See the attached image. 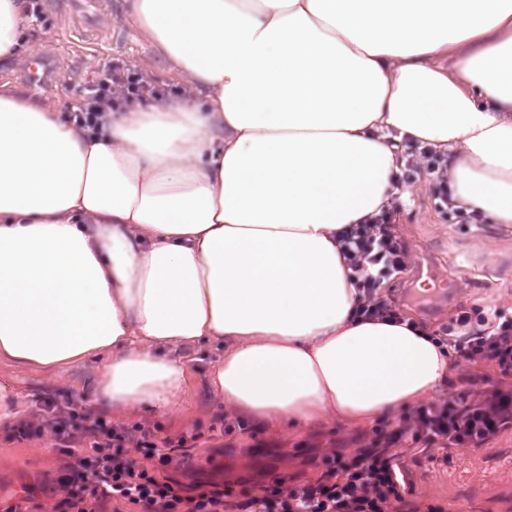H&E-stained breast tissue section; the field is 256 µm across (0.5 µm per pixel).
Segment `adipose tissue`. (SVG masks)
Masks as SVG:
<instances>
[{"label": "adipose tissue", "mask_w": 512, "mask_h": 512, "mask_svg": "<svg viewBox=\"0 0 512 512\" xmlns=\"http://www.w3.org/2000/svg\"><path fill=\"white\" fill-rule=\"evenodd\" d=\"M184 78L98 129L0 87V361H96V398L165 413L171 348L220 341L210 388L263 424L397 413L450 361L357 315L336 241L387 208L407 143L456 206L512 225V0H128ZM24 0H0V68Z\"/></svg>", "instance_id": "ef3b65f1"}]
</instances>
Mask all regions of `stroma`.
I'll use <instances>...</instances> for the list:
<instances>
[{
	"mask_svg": "<svg viewBox=\"0 0 512 512\" xmlns=\"http://www.w3.org/2000/svg\"><path fill=\"white\" fill-rule=\"evenodd\" d=\"M124 9L125 0H108L103 20L88 27L73 14L69 0H42L43 17L30 20L19 52L28 63L40 52L59 55L60 76L51 87L36 90L24 80L22 68H1L0 84L56 107L66 118L110 62L130 76L145 77L155 95L178 94L183 80L131 27L105 25V17ZM401 201L392 227L408 248L410 268L386 279L381 296L438 337L454 326L460 312L474 307L495 305L512 314V229L461 223L423 173L405 184ZM221 353L220 345L208 343L178 349L187 364L183 395L176 410L165 415L122 414L96 401L95 371L88 364L45 372L1 362L0 381L14 387L20 409L14 422L0 425V499L28 491L36 498L37 512H55L59 496L49 479L67 456L51 433L24 439L16 431L26 422H44L49 402L93 409L108 423L125 428L134 441L146 429L160 437L187 436L182 451L191 465L175 471V479L187 486L203 481L228 488L237 501L281 475L300 482L317 478L321 470L313 465V456L352 447L355 437L371 431L369 421L333 419L302 429L254 426L225 407L207 385V368ZM498 378L490 364L458 362L443 392L486 389ZM402 461L411 498L420 505L439 503L446 512H512V430L480 448L407 450Z\"/></svg>",
	"mask_w": 512,
	"mask_h": 512,
	"instance_id": "1",
	"label": "stroma"
}]
</instances>
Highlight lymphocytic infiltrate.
Wrapping results in <instances>:
<instances>
[{
    "mask_svg": "<svg viewBox=\"0 0 512 512\" xmlns=\"http://www.w3.org/2000/svg\"><path fill=\"white\" fill-rule=\"evenodd\" d=\"M130 79L118 66L104 65L96 88L91 89L73 117L80 126L98 128L106 106L128 98ZM400 207L392 200L381 215L365 219L340 235L345 260L353 267L361 296V314L395 318L399 311L379 295L387 278L402 273L409 263L407 248L393 234L390 222ZM440 343L456 359L488 363L500 382L478 398L461 392L414 407L395 420L377 423L360 440L349 462L339 454L323 455V471L303 484L287 478L260 485L245 503L248 512H445L442 505L427 507L406 499L407 476L396 448L403 438L423 451L435 448H480L512 430V315L497 306L464 311ZM51 430L64 448L67 462L59 468L55 485L63 497L57 512H105L108 502L139 507L141 512H235L224 490L204 485L181 490L166 469L178 465L170 438H142L132 443L128 434L103 422L92 410L78 413L76 421L23 423L18 432L30 438ZM141 461L132 459V452Z\"/></svg>",
    "mask_w": 512,
    "mask_h": 512,
    "instance_id": "f902f5d3",
    "label": "lymphocytic infiltrate"
}]
</instances>
